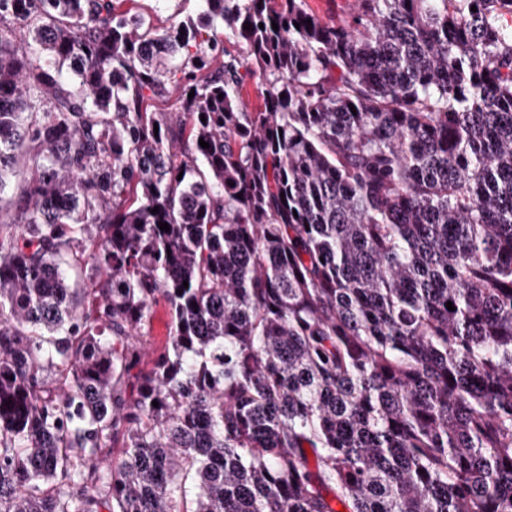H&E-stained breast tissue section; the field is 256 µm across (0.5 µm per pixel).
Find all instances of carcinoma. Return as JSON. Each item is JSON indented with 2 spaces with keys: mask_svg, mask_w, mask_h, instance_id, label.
Listing matches in <instances>:
<instances>
[{
  "mask_svg": "<svg viewBox=\"0 0 512 512\" xmlns=\"http://www.w3.org/2000/svg\"><path fill=\"white\" fill-rule=\"evenodd\" d=\"M122 2L0 0V512H512V0ZM200 5L199 0H126L122 9L150 18L157 28H168L195 15ZM353 0H306L307 7L326 22L336 23L348 18ZM168 320L166 310L162 304L156 307L155 318L151 336L148 338L151 348L155 351L162 350L167 342L166 322Z\"/></svg>",
  "mask_w": 512,
  "mask_h": 512,
  "instance_id": "obj_1",
  "label": "carcinoma"
}]
</instances>
